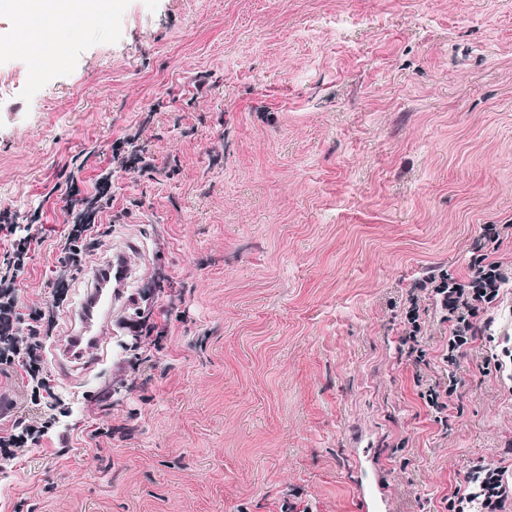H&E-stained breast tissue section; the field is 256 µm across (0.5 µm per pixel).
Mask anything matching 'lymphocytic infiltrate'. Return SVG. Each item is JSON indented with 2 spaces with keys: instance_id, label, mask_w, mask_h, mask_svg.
<instances>
[{
  "instance_id": "lymphocytic-infiltrate-1",
  "label": "lymphocytic infiltrate",
  "mask_w": 512,
  "mask_h": 512,
  "mask_svg": "<svg viewBox=\"0 0 512 512\" xmlns=\"http://www.w3.org/2000/svg\"><path fill=\"white\" fill-rule=\"evenodd\" d=\"M111 234V225L93 223L91 214H79L60 242L63 266L82 271L102 238ZM31 244V237L20 238L0 255V372H19L30 392L31 404L39 407L40 412L18 418L10 430L0 431V470L15 465L31 448L40 445L57 422L58 400L45 366L42 339L55 326L54 311L63 307L69 282L61 277L56 279L50 306L23 309L20 277ZM473 269L469 281L446 276L434 288L442 297L451 324L447 355L451 362L476 336V312L497 301L501 285L508 278L501 264L484 254L476 257ZM511 497L512 482L508 481L505 468L480 463L473 466L464 486L449 499L448 512H499Z\"/></svg>"
}]
</instances>
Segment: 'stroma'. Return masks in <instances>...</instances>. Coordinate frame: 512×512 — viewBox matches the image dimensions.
<instances>
[{
    "mask_svg": "<svg viewBox=\"0 0 512 512\" xmlns=\"http://www.w3.org/2000/svg\"><path fill=\"white\" fill-rule=\"evenodd\" d=\"M49 30L36 61L0 12L24 304L51 302L104 174L92 262L139 248L131 304L57 378L59 423L0 474V512H359L374 481L387 512H448L473 462L512 473V287L452 365L423 287L468 279L481 225H512V0H116ZM30 412L0 372V429ZM107 193V183L101 182L98 194L91 200L90 208L94 209L91 213H81L76 217L75 224H71V229L61 240L62 267H69L75 273L81 272L88 258L98 249L101 238L109 237L112 234L111 224H90L96 207H92L100 201ZM87 223V224H85Z\"/></svg>",
    "mask_w": 512,
    "mask_h": 512,
    "instance_id": "35a3bbf8",
    "label": "stroma"
}]
</instances>
